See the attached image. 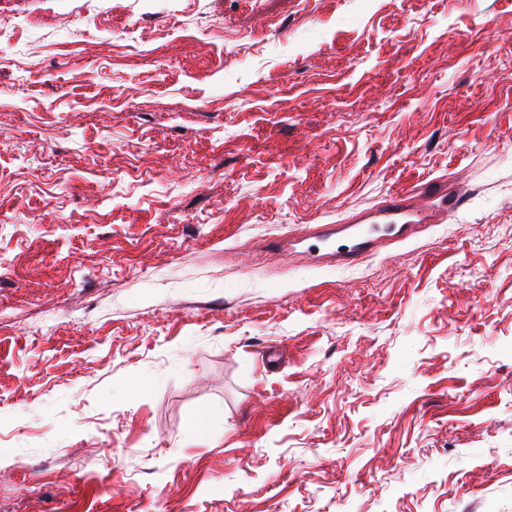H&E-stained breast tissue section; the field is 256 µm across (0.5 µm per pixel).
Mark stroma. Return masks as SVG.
<instances>
[{"label":"stroma","mask_w":512,"mask_h":512,"mask_svg":"<svg viewBox=\"0 0 512 512\" xmlns=\"http://www.w3.org/2000/svg\"><path fill=\"white\" fill-rule=\"evenodd\" d=\"M0 16V512H512V0ZM462 196V189L448 188V182L438 179L393 192L376 211L360 216L355 224H315L307 238L314 243L305 254L312 262L331 259L336 265L356 264L374 248L378 224H402V235L406 236L415 231L416 224H434L447 218ZM341 233L347 235L348 242L333 248L332 237Z\"/></svg>","instance_id":"obj_1"}]
</instances>
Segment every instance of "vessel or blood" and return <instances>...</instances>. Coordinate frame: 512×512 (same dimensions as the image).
Here are the masks:
<instances>
[{"label": "vessel or blood", "mask_w": 512, "mask_h": 512, "mask_svg": "<svg viewBox=\"0 0 512 512\" xmlns=\"http://www.w3.org/2000/svg\"><path fill=\"white\" fill-rule=\"evenodd\" d=\"M461 189L433 179L418 187H409L385 197L376 211L360 216L353 224H317L310 228L308 260H331L352 265L362 260L376 243L380 225L398 224L403 234H411L417 225L434 224L459 206Z\"/></svg>", "instance_id": "vessel-or-blood-1"}]
</instances>
